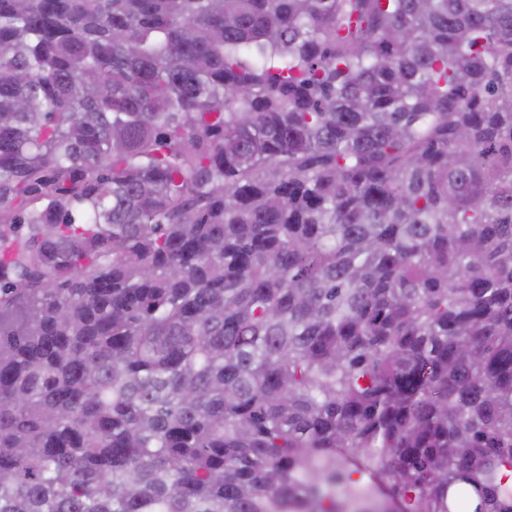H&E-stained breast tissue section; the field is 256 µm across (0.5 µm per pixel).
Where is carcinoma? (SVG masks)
<instances>
[{
    "instance_id": "obj_1",
    "label": "carcinoma",
    "mask_w": 512,
    "mask_h": 512,
    "mask_svg": "<svg viewBox=\"0 0 512 512\" xmlns=\"http://www.w3.org/2000/svg\"><path fill=\"white\" fill-rule=\"evenodd\" d=\"M0 512H512V0H0Z\"/></svg>"
}]
</instances>
